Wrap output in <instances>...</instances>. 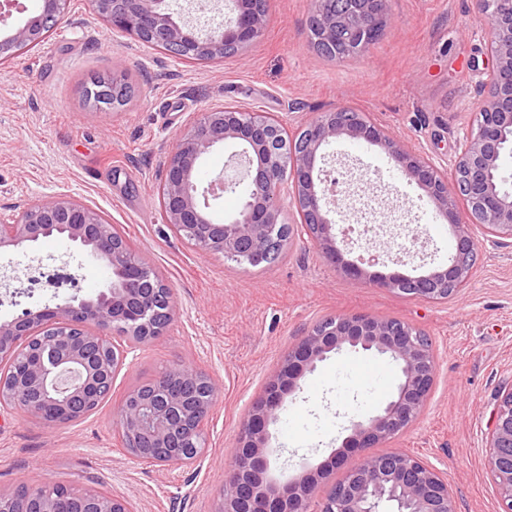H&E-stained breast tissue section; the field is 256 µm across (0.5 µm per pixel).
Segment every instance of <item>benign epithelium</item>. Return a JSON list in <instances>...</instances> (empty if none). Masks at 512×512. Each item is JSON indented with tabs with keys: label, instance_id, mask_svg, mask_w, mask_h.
<instances>
[{
	"label": "benign epithelium",
	"instance_id": "7a95c632",
	"mask_svg": "<svg viewBox=\"0 0 512 512\" xmlns=\"http://www.w3.org/2000/svg\"><path fill=\"white\" fill-rule=\"evenodd\" d=\"M166 0H91L93 10L112 24L171 55L209 61L254 44L267 25L262 0H232L233 17L199 33L163 8ZM68 0H43L41 12L7 35H0V60L19 55L18 48L43 42L50 25L64 19ZM485 25L482 54L490 65L482 83L476 128L459 138L446 169L412 150L400 139L365 119H352L350 107L321 112L292 135L286 119L238 107L209 108L193 119L168 150L159 185L165 223L203 253L251 259L268 254L274 240H291L304 230L323 258L346 279L392 289L413 285L415 298L436 302L460 288L469 271L463 259L474 253V229L491 242L512 240V192L499 185V162L512 144V0H474ZM390 0H318L310 15L311 44L334 47L350 37L349 52L364 56L375 45L386 22ZM362 141L384 150L409 182L416 184L434 210L454 231V254L418 276L369 272L385 263L377 252L353 261L340 240L343 230L329 218L328 179L317 161L323 147L337 139ZM234 146L244 166L248 189L237 214L224 222L212 217L211 201L236 187H200L197 172L204 155ZM289 198L299 222L284 226L283 199ZM53 236L84 247L112 270V280L93 299L73 296L55 307H20L0 320V359L14 360L10 378L0 379V406L14 408L48 426L78 421L94 411L124 366L126 356L113 351L108 336L119 325L145 341L174 316L172 289L146 274L141 260L99 212L72 198L50 197L24 206L12 222L0 224V249H24ZM375 350L390 355L400 367L396 394L376 415L353 420L349 434L327 463L310 469L299 464L293 478L278 482L269 471L278 449L268 425L277 419L286 397L300 390V380L330 353ZM436 360L419 330L359 312L327 318L314 325L284 356L263 394L241 425L235 471L224 486V512H307L318 478L343 464L349 453L362 462L347 469L323 501L322 512H456L448 479L439 469L402 451L368 456L408 427L422 412L432 386ZM201 374L175 365L163 375L162 387L127 394L116 426L135 449L131 456L168 466L183 464L182 449L200 431L212 410L218 387L200 403L195 395ZM487 465L497 485L499 512H512V389L502 394L491 429ZM80 512H130L126 503L105 496L82 503ZM0 512H71L69 501L44 488L22 486L0 497Z\"/></svg>",
	"mask_w": 512,
	"mask_h": 512
}]
</instances>
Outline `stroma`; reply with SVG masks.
I'll return each instance as SVG.
<instances>
[{
  "label": "stroma",
  "mask_w": 512,
  "mask_h": 512,
  "mask_svg": "<svg viewBox=\"0 0 512 512\" xmlns=\"http://www.w3.org/2000/svg\"><path fill=\"white\" fill-rule=\"evenodd\" d=\"M261 38L239 53L195 62L172 57L112 28L89 0L68 12L40 46L0 64V224L26 204L63 196L98 210L172 290L176 310L161 336L120 339L126 362L109 395L85 418L46 427L0 408V493L59 482L127 501L132 512H221L240 426L281 360L319 321L363 311L424 332L436 357L417 420L382 444L446 473L456 512H499L485 464L498 394L512 388V242L477 236L466 283L428 303L339 275L307 236L275 264L244 269L201 253L166 224L158 185L175 136L210 107L233 105L283 115L298 129L318 113L349 106L440 164L476 123L485 68L473 0H391L382 39L357 59L329 60L309 46L311 0H268ZM131 77L124 108L86 103L96 74ZM325 170L357 176L363 195L336 205V224L368 215L376 232L354 237L401 256L385 273L419 275L453 252L451 226L379 148L340 140L325 149ZM111 272L62 237L27 253L0 252V318L14 292L33 308L72 296L95 297ZM185 364L218 385L205 447L172 467L131 457L114 415L134 386ZM400 370L386 354H334L301 381L269 427L279 464L316 466L336 451L351 421L376 415Z\"/></svg>",
  "instance_id": "stroma-1"
}]
</instances>
